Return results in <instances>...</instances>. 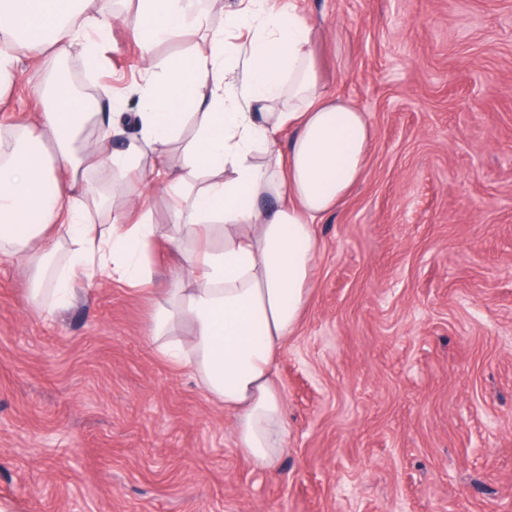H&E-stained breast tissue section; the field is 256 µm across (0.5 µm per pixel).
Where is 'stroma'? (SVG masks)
I'll list each match as a JSON object with an SVG mask.
<instances>
[{
    "label": "stroma",
    "mask_w": 512,
    "mask_h": 512,
    "mask_svg": "<svg viewBox=\"0 0 512 512\" xmlns=\"http://www.w3.org/2000/svg\"><path fill=\"white\" fill-rule=\"evenodd\" d=\"M325 90L367 112L366 171L316 227L301 326L278 361L287 444L254 470L232 417L149 338L110 280L36 309L0 262V505L7 512H512V0H297ZM122 24L83 65L97 111L128 97ZM28 69L0 125L34 122ZM98 201L164 184L80 170Z\"/></svg>",
    "instance_id": "35a3bbf8"
}]
</instances>
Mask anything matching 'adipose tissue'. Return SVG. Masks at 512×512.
Segmentation results:
<instances>
[{
  "mask_svg": "<svg viewBox=\"0 0 512 512\" xmlns=\"http://www.w3.org/2000/svg\"><path fill=\"white\" fill-rule=\"evenodd\" d=\"M231 20L255 31L245 56L189 0H137L122 14L103 0H0V89L21 61L51 65L49 47L97 61L116 21L131 28L143 62L134 135L117 97L95 140H81L92 112L51 82L37 122L0 137V257L23 263L36 303L48 295L62 305L77 281L96 276L149 293L157 349L231 413L235 445L251 465L272 472L287 436L277 360L308 301L315 226L361 179L372 129L352 99L320 84L312 28L296 7L239 0ZM173 38L191 50L156 64L155 47ZM118 138L122 147H113ZM177 143L173 168L165 152ZM85 166L166 183L182 244L172 288L154 286L151 253L164 231L138 199L105 229L73 207L88 195L77 175Z\"/></svg>",
  "mask_w": 512,
  "mask_h": 512,
  "instance_id": "ef3b65f1",
  "label": "adipose tissue"
}]
</instances>
